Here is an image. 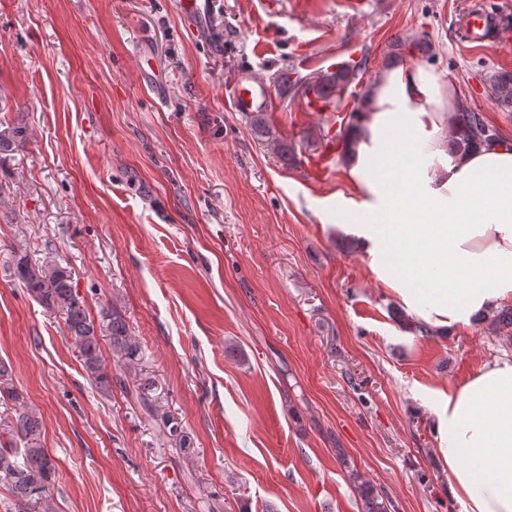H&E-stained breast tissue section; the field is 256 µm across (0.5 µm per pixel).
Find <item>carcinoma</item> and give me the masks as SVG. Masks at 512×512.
<instances>
[{"mask_svg":"<svg viewBox=\"0 0 512 512\" xmlns=\"http://www.w3.org/2000/svg\"><path fill=\"white\" fill-rule=\"evenodd\" d=\"M367 69L366 56L354 69L345 65L334 70L316 69L309 79L308 88L314 95V101H321L327 107L344 89L360 83ZM486 82L495 104L512 112V71H495L486 76ZM248 121L258 139L273 143L280 158L288 160L290 147L273 134L268 113L252 112ZM456 124V136L449 142V147L460 154L487 141L501 139L499 131L486 123L482 113L469 108L464 107L456 113ZM14 275L42 307L62 315L65 331L74 339L88 379L105 387L111 385L112 370L101 355L102 328L97 326L80 299L69 271L54 261L38 264L27 252L18 250ZM494 321L499 332L511 341L512 306L498 311ZM107 331L113 362L126 370L134 367L139 346L124 321L112 315ZM19 400V393L9 381L6 368L0 364V404ZM8 428V436L0 435V485L11 496L15 512H57L52 493L55 465L41 443V419L29 411L17 412ZM353 481L357 482L363 512H388L386 502L370 485L358 481L356 475Z\"/></svg>","mask_w":512,"mask_h":512,"instance_id":"cac0c4a2","label":"carcinoma"}]
</instances>
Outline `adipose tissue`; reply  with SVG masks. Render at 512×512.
<instances>
[{"label":"adipose tissue","instance_id":"1","mask_svg":"<svg viewBox=\"0 0 512 512\" xmlns=\"http://www.w3.org/2000/svg\"><path fill=\"white\" fill-rule=\"evenodd\" d=\"M462 105L434 69L380 70L346 163L366 210L349 208L370 266L416 319L469 326L512 303V147L453 156ZM433 412L464 512H512V355L485 359Z\"/></svg>","mask_w":512,"mask_h":512}]
</instances>
